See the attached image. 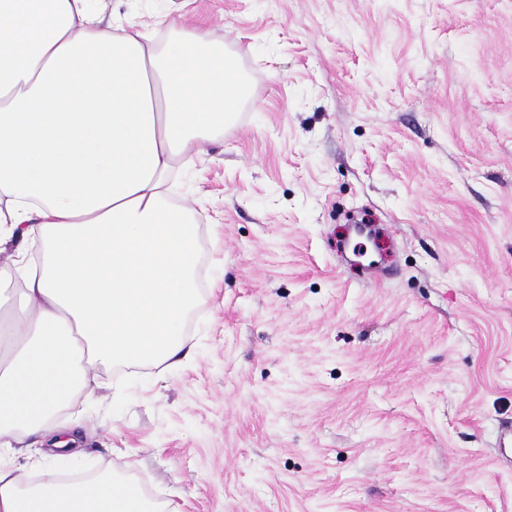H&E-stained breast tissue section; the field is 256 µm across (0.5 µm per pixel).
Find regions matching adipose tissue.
Segmentation results:
<instances>
[{"instance_id":"adipose-tissue-1","label":"adipose tissue","mask_w":512,"mask_h":512,"mask_svg":"<svg viewBox=\"0 0 512 512\" xmlns=\"http://www.w3.org/2000/svg\"><path fill=\"white\" fill-rule=\"evenodd\" d=\"M95 0H0V450L40 436L99 382L97 362L178 363L196 299L195 224L169 198L247 93L203 26L156 49L144 24L102 23ZM39 245L31 267L27 248ZM0 512H160L115 474L41 482L0 462Z\"/></svg>"}]
</instances>
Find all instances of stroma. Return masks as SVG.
Instances as JSON below:
<instances>
[{
	"label": "stroma",
	"mask_w": 512,
	"mask_h": 512,
	"mask_svg": "<svg viewBox=\"0 0 512 512\" xmlns=\"http://www.w3.org/2000/svg\"><path fill=\"white\" fill-rule=\"evenodd\" d=\"M204 23L246 86L174 175L178 364L95 368L54 472L168 512H512V0H98ZM380 240L377 281L344 243Z\"/></svg>",
	"instance_id": "obj_1"
}]
</instances>
